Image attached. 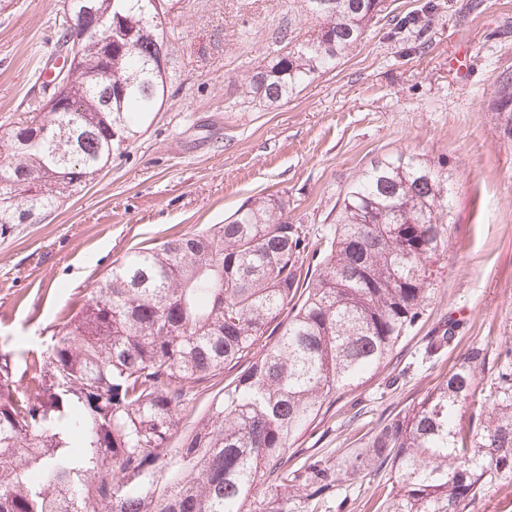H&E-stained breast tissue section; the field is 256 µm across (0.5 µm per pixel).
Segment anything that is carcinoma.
I'll use <instances>...</instances> for the list:
<instances>
[{
  "label": "carcinoma",
  "instance_id": "obj_1",
  "mask_svg": "<svg viewBox=\"0 0 512 512\" xmlns=\"http://www.w3.org/2000/svg\"><path fill=\"white\" fill-rule=\"evenodd\" d=\"M382 0H310L322 23L298 43L283 31L244 96L267 107L332 68L363 38ZM118 34L112 108L98 82L105 60L90 37L71 62L67 112L37 103L0 154V234L85 188L160 111L154 0H95ZM512 140V72L497 79ZM452 187L416 152L385 154L344 194L321 260L308 232L284 221L272 194L225 222L138 248L33 358L34 384L0 363V512H290L366 468L391 481L378 512H471L512 482V346L490 383L476 380V345L425 398L388 415L361 448L334 463L288 449L341 391L388 365L430 298L429 266L448 251ZM455 324L427 341L439 355ZM224 388L179 448L170 447L190 390ZM474 425L458 427L464 405ZM266 474L279 492L257 497Z\"/></svg>",
  "mask_w": 512,
  "mask_h": 512
}]
</instances>
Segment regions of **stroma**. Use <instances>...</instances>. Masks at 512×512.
Instances as JSON below:
<instances>
[{
	"label": "stroma",
	"mask_w": 512,
	"mask_h": 512,
	"mask_svg": "<svg viewBox=\"0 0 512 512\" xmlns=\"http://www.w3.org/2000/svg\"><path fill=\"white\" fill-rule=\"evenodd\" d=\"M64 0H0V136L42 92ZM308 0H179L168 92L151 125L87 188L37 224L0 235V355L24 365L138 247L203 232L247 199L274 194L288 221L319 229L361 170L420 153L453 180L448 252L432 293L390 364L337 396L299 439L342 460L390 413L419 402L474 345L496 355L512 336V141L497 115V77L512 71V0H384L363 39L287 103L244 98L245 76L290 30L313 35ZM454 340L423 360L429 336ZM386 480L364 470L322 512H376Z\"/></svg>",
	"instance_id": "stroma-1"
}]
</instances>
